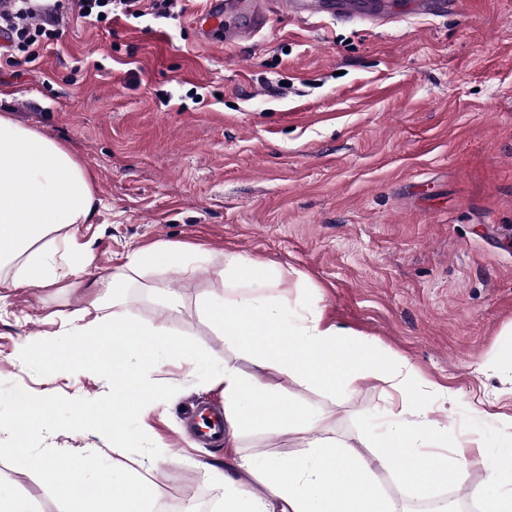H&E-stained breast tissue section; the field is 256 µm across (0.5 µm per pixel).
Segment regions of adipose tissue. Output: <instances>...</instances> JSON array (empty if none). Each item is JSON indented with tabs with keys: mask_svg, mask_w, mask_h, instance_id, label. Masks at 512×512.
I'll use <instances>...</instances> for the list:
<instances>
[{
	"mask_svg": "<svg viewBox=\"0 0 512 512\" xmlns=\"http://www.w3.org/2000/svg\"><path fill=\"white\" fill-rule=\"evenodd\" d=\"M94 204L87 171L71 151L0 114V269L13 271L10 279L0 278V287L44 288L66 274L117 293L134 277L157 269L184 271V251L166 243L128 254L124 266L108 278L92 276L93 255L88 251L61 267L58 232L90 223ZM282 284L281 274L228 252L223 293L200 296L206 316L257 369L247 377L228 364L212 375L224 387V417L231 428L225 447H236L240 433L248 429L292 433L327 428L329 415L279 395L265 378L269 372L331 395L340 388L355 390L372 377L397 391L413 385L414 369L407 360L380 351L365 337L323 324L317 305L297 313L281 300ZM75 317L68 330L75 341L71 351H55L53 337L43 333L26 337L19 354L51 358L55 377L79 373L106 379L108 397L76 405L72 425L93 431L113 449L137 447L140 437L130 422L151 393L139 365L182 358L203 368L207 360L171 330L136 328L117 313L94 318L86 308L76 310ZM447 445V426L430 418L428 405L417 403L392 414L383 431L362 434L360 445L323 434L292 458H235L245 480H233L217 468L210 474L224 488L223 512H400L396 501L380 491L376 469L399 471L423 497L431 485L462 481L469 467L481 466L503 486L486 501L484 512H512V439L471 457L432 459L424 454L425 449Z\"/></svg>",
	"mask_w": 512,
	"mask_h": 512,
	"instance_id": "adipose-tissue-1",
	"label": "adipose tissue"
}]
</instances>
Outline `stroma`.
Segmentation results:
<instances>
[{"label":"stroma","mask_w":512,"mask_h":512,"mask_svg":"<svg viewBox=\"0 0 512 512\" xmlns=\"http://www.w3.org/2000/svg\"><path fill=\"white\" fill-rule=\"evenodd\" d=\"M59 23L38 56L0 47V113L66 146L94 181L95 211L77 244L96 273L159 242L193 248L186 272L163 270L118 299L86 280L0 289V382L67 398L108 388L87 376L47 383L46 366L16 359L27 336L56 333L97 302L134 326L171 329L215 368L252 373L200 310L232 251L281 271L290 307L313 303L324 323L370 339L416 368V394L449 440L480 429L512 437V0H470L467 12L408 14L376 27L275 18L236 47L205 45L183 0L177 19L152 14L95 23L37 0ZM155 398L135 420L139 447L113 453L89 432L44 442L95 451L154 479L159 490L220 498L208 473L226 448L187 433L183 406L223 404L208 373L183 360L144 372ZM281 395L332 415L343 440L381 430L411 399L372 379L328 395L271 375ZM314 431L243 432L238 455L302 454ZM499 486L481 467L433 490L454 512H482ZM0 490L60 512L29 470L0 461Z\"/></svg>","instance_id":"stroma-1"}]
</instances>
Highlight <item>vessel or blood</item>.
I'll return each mask as SVG.
<instances>
[{"label":"vessel or blood","mask_w":512,"mask_h":512,"mask_svg":"<svg viewBox=\"0 0 512 512\" xmlns=\"http://www.w3.org/2000/svg\"><path fill=\"white\" fill-rule=\"evenodd\" d=\"M279 16L300 20L359 19L373 25L396 19L393 0H205L195 24L204 40L231 47ZM192 419L201 438L213 445L223 443L221 408L197 407Z\"/></svg>","instance_id":"b4317fda"}]
</instances>
